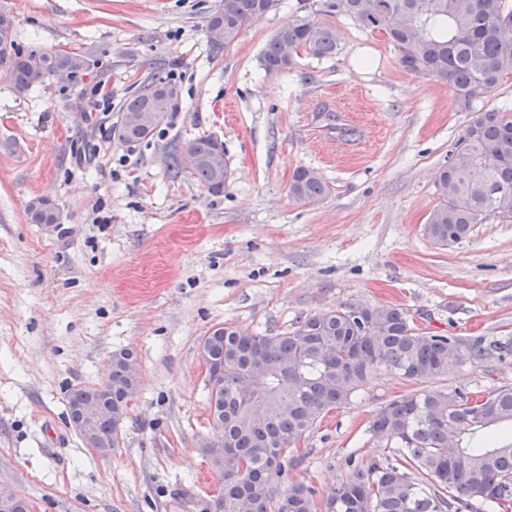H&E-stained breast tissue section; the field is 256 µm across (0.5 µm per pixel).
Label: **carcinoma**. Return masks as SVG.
<instances>
[{
    "instance_id": "cac0c4a2",
    "label": "carcinoma",
    "mask_w": 512,
    "mask_h": 512,
    "mask_svg": "<svg viewBox=\"0 0 512 512\" xmlns=\"http://www.w3.org/2000/svg\"><path fill=\"white\" fill-rule=\"evenodd\" d=\"M281 0H223L206 32L218 53ZM328 9L369 32H381L401 51L399 65L416 77L446 81L458 104L473 114L435 177L439 204L424 225L441 247L470 237L493 218L512 223V103L487 110L476 102L512 72V5L507 0H330ZM336 31L296 16L268 41L260 58L267 74L280 73L303 51L314 58L336 55ZM17 93L43 85L55 71L78 81L87 69L78 54L24 50L14 16L0 12V65ZM151 81L126 97L111 133L124 143L149 140L140 117L174 111L175 99ZM193 156L184 166L180 149L170 155L175 173L193 176L209 193L224 192V171L212 158V136L183 141ZM327 193L313 169L300 168L289 184L295 200L312 204ZM34 224L55 223V206L43 197L28 204ZM218 371L206 379L209 425L224 433V454L209 457L220 479L211 512H512V440L497 429L512 427V385L472 393L420 384L454 368L512 356V336H446L423 332L406 311L363 301L341 303L297 322L277 336L235 325L213 327L201 342ZM110 390L78 387L67 396L69 422L79 430L84 410L97 405L93 434L115 443V418L127 413L139 387L136 354L112 353ZM374 379L399 380L416 388L381 405L369 422L371 438L389 454L355 465L353 476L328 494L305 482L284 484L285 461L296 445L330 413L347 405Z\"/></svg>"
}]
</instances>
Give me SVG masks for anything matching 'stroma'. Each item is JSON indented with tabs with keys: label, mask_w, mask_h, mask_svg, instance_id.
Instances as JSON below:
<instances>
[{
	"label": "stroma",
	"mask_w": 512,
	"mask_h": 512,
	"mask_svg": "<svg viewBox=\"0 0 512 512\" xmlns=\"http://www.w3.org/2000/svg\"><path fill=\"white\" fill-rule=\"evenodd\" d=\"M325 0H283L211 53L220 0H0L25 49L76 53L81 81L17 94L0 73V486L30 512H206L219 487L199 344L229 323L266 334L352 300L403 308L425 332L512 336V223L475 225L451 247L424 233L434 174L471 119L448 83L406 73L383 34ZM335 28V56H296L278 75L260 55L293 15ZM179 90L151 140L110 137L123 100L151 73ZM353 130L327 128L321 110ZM211 135L231 172L210 194L172 174L174 146ZM329 192L304 204L292 175ZM50 198L60 221L34 224ZM133 350L140 386L115 451L88 448L67 394ZM512 385V359L466 364L437 388ZM374 381L329 414L288 462L289 481L327 492L348 457L386 455L367 427L405 393ZM327 184L322 176L313 169L300 168L289 184V194L296 201L312 204L327 193ZM55 210L53 203L43 197L33 199L27 207L28 217L34 224H56Z\"/></svg>",
	"instance_id": "1"
}]
</instances>
